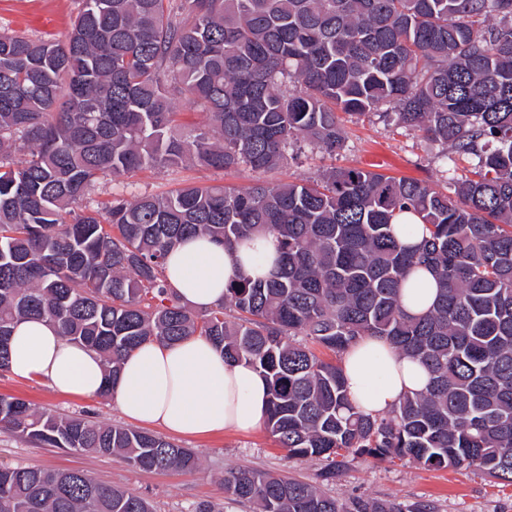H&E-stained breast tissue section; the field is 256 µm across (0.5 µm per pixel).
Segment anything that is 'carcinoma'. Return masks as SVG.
I'll return each mask as SVG.
<instances>
[{
	"instance_id": "1",
	"label": "carcinoma",
	"mask_w": 512,
	"mask_h": 512,
	"mask_svg": "<svg viewBox=\"0 0 512 512\" xmlns=\"http://www.w3.org/2000/svg\"><path fill=\"white\" fill-rule=\"evenodd\" d=\"M179 101L205 123L185 129ZM380 109L473 177L449 192L356 167L260 178L298 143L338 155L339 113ZM179 165L253 179L81 206L104 181ZM405 212L420 223L396 227ZM418 232L416 247L401 242ZM197 234L251 250L271 235L281 267L232 280L196 313L164 259ZM420 267L436 300L410 318L402 288ZM29 317L93 349L114 378L146 341L207 337L266 378L265 428L288 455L325 461L323 482L371 458L512 485V0H80L61 39L0 32L1 373ZM364 337L429 374L377 416L351 399L342 367ZM0 430L144 470L197 465L159 434L14 397L0 396ZM224 494L254 512H438L258 470L225 472ZM0 512L153 506L78 470L1 466Z\"/></svg>"
}]
</instances>
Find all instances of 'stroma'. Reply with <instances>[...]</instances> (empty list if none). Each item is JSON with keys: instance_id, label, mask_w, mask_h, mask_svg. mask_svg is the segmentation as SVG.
<instances>
[{"instance_id": "1", "label": "stroma", "mask_w": 512, "mask_h": 512, "mask_svg": "<svg viewBox=\"0 0 512 512\" xmlns=\"http://www.w3.org/2000/svg\"><path fill=\"white\" fill-rule=\"evenodd\" d=\"M78 11V0H0V30L43 38H61ZM346 147L330 158L305 149L289 153L287 162L266 175L270 182L309 181L333 165L355 166L396 178L449 185L448 164L440 147L425 143L418 132L405 129L378 113L342 118ZM247 172H214L201 167H171L137 172L121 183H106L93 202L163 193L185 183L245 185ZM0 395L30 403L41 411L88 412L98 421L119 424L123 418L111 400L51 393L39 378L0 374ZM176 444L198 458L195 470H142L118 455L76 454L57 448H36L14 435L0 433V464L80 470L99 483L116 486L148 499L155 512H191L206 500L216 512H252L250 505L227 503L221 481L230 469H254L313 482L321 461L288 457L266 429L248 434L220 431L202 438L176 437ZM329 494L345 498L434 501L439 512H512V486L484 480L466 468L425 469L387 463H358L327 485Z\"/></svg>"}]
</instances>
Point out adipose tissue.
Returning <instances> with one entry per match:
<instances>
[{
    "instance_id": "1",
    "label": "adipose tissue",
    "mask_w": 512,
    "mask_h": 512,
    "mask_svg": "<svg viewBox=\"0 0 512 512\" xmlns=\"http://www.w3.org/2000/svg\"><path fill=\"white\" fill-rule=\"evenodd\" d=\"M268 261H251L243 247L196 236L166 258L169 283L193 309L224 298L233 278L268 275L276 245L264 237ZM343 369L351 398L366 413L381 414L406 392L423 389L425 368L398 354L384 340L365 338L345 353ZM9 370L19 378L41 376L54 393L97 397L109 394L127 420L157 426L185 438L218 431L247 433L262 426L268 387L251 367L225 360L206 338L193 336L173 344L149 341L109 378L99 356L59 336L46 322H17L9 341Z\"/></svg>"
}]
</instances>
